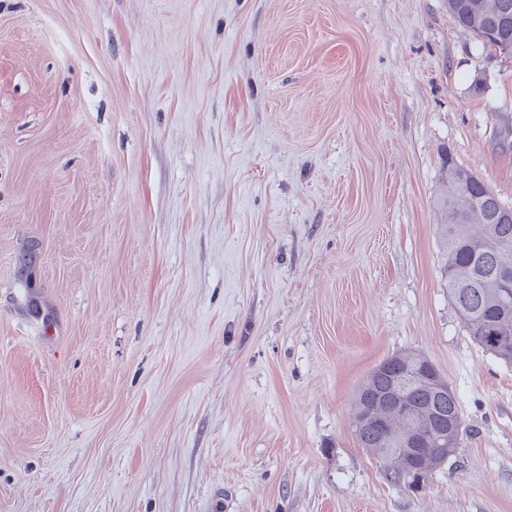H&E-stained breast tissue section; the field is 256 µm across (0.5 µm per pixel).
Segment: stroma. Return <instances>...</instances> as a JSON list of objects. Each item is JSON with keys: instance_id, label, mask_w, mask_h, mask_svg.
<instances>
[{"instance_id": "obj_1", "label": "stroma", "mask_w": 512, "mask_h": 512, "mask_svg": "<svg viewBox=\"0 0 512 512\" xmlns=\"http://www.w3.org/2000/svg\"><path fill=\"white\" fill-rule=\"evenodd\" d=\"M508 125L446 0H0V512H512L435 209L512 204ZM404 351L462 417L419 491L350 418Z\"/></svg>"}]
</instances>
